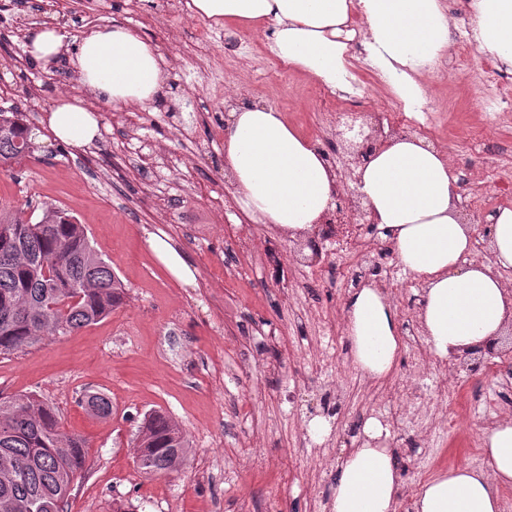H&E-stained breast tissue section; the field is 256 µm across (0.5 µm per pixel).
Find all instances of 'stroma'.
Returning a JSON list of instances; mask_svg holds the SVG:
<instances>
[{
	"label": "stroma",
	"instance_id": "obj_1",
	"mask_svg": "<svg viewBox=\"0 0 512 512\" xmlns=\"http://www.w3.org/2000/svg\"><path fill=\"white\" fill-rule=\"evenodd\" d=\"M43 22L74 42L115 22L131 27L166 57L169 75L151 103L120 110L99 103L101 137L88 151L49 140L52 158L0 167L1 210L38 202L66 209L125 287L123 304L97 324L0 356V394H35L66 431L87 440L68 512H309L312 498L332 497L337 468L389 383L361 385L348 336L319 322L326 312L341 318L355 283L333 271L311 275L302 264L309 251L296 238L264 234L250 257L225 240L212 199H224L232 222L244 215L224 173L228 108L217 88L233 79L316 143L336 136L335 128L316 129L317 109L344 106L345 98L328 92L313 105L304 94L312 79L283 68L261 28L232 57L224 53V25L211 24L209 49L197 50L199 20L188 16L186 0H174L168 14L162 0H0V85L38 127L45 109L80 82L67 59L46 69L24 55L23 30ZM481 65L476 54L468 70L424 80L446 105V154L461 188L474 195L490 179L484 157L512 151V121L490 125L479 106ZM154 236L175 244L193 284L159 263ZM422 289L403 272L395 299L407 340L419 324ZM330 347L341 359L314 382L310 355ZM85 390L105 394L111 416L79 406ZM332 390L342 403L316 458L299 432L325 415ZM153 410L169 415L191 444L182 468L167 476L143 474L133 462L138 426ZM484 431L471 423L429 438L438 474L464 465Z\"/></svg>",
	"mask_w": 512,
	"mask_h": 512
}]
</instances>
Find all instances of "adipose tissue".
I'll return each instance as SVG.
<instances>
[{"mask_svg":"<svg viewBox=\"0 0 512 512\" xmlns=\"http://www.w3.org/2000/svg\"><path fill=\"white\" fill-rule=\"evenodd\" d=\"M480 51L512 68V0H465ZM192 15L245 26L273 27L270 49L286 67L302 69L331 92L352 93L348 69L360 13L365 48L405 105L423 93L416 75L450 44L439 0H189ZM23 51L43 65L70 57L82 86L115 108L160 95L168 74L151 42L115 23L68 47L55 25L26 36ZM49 137L86 151L100 135L97 111L64 94L46 119ZM224 166L232 194L255 223L288 233L310 229L334 208L336 174L322 150L262 103H232L224 126ZM357 191L371 219L388 234L404 269L424 282L421 321L432 352L446 358L491 346L512 322V292L501 280L512 268V206L497 209L490 227L491 257L471 254L477 229L461 221V188L443 154L421 138H397L374 151L358 170ZM347 333L356 366L387 376L402 349L392 300L363 286L347 302ZM364 441L337 471L331 512H397L399 474L390 431L368 418ZM486 467H458L421 488L415 512H501V490L512 485V423L495 426L483 442Z\"/></svg>","mask_w":512,"mask_h":512,"instance_id":"ef3b65f1","label":"adipose tissue"}]
</instances>
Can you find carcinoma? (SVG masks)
Masks as SVG:
<instances>
[{"label":"carcinoma","mask_w":512,"mask_h":512,"mask_svg":"<svg viewBox=\"0 0 512 512\" xmlns=\"http://www.w3.org/2000/svg\"><path fill=\"white\" fill-rule=\"evenodd\" d=\"M38 128L17 106L0 105V166L31 156ZM32 220L0 215V355L94 325L119 307L125 289L88 239L85 225L52 204ZM96 416L112 414L110 400L87 392L79 401ZM137 467L151 476L177 471L190 443L160 410L144 416ZM87 441L61 431L53 407L32 394L0 397V512H68L71 483L81 476Z\"/></svg>","instance_id":"cac0c4a2"}]
</instances>
